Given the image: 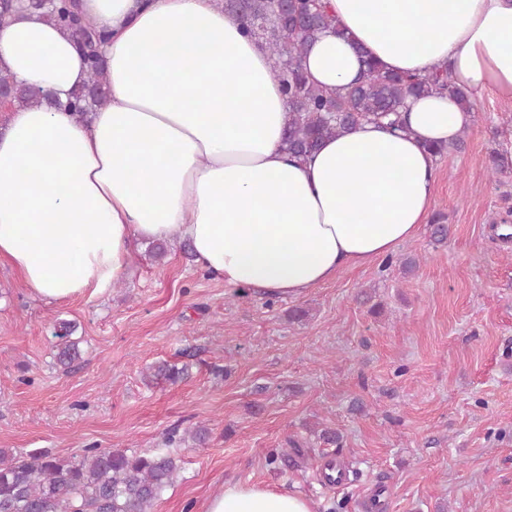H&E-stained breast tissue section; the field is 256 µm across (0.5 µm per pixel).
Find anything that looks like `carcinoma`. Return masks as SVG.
<instances>
[{
    "mask_svg": "<svg viewBox=\"0 0 512 512\" xmlns=\"http://www.w3.org/2000/svg\"><path fill=\"white\" fill-rule=\"evenodd\" d=\"M224 9L249 22L250 32L269 51L288 95L290 119L283 147L289 154L305 157L322 142L338 136L363 119L385 120L402 127L400 112L407 99L430 94L452 95L463 111L473 110L470 94L457 88L448 72L427 76L382 70L364 60L362 79L351 87L327 92L309 82L301 58L318 33L336 26V18L322 4L307 0H224ZM29 13L57 26L85 48L88 79L72 93L65 109L85 119L108 102L109 89L100 46L107 36L93 20L76 14L71 0H0V24L19 13ZM0 89L11 95L0 112L15 106H38L43 91L15 75L0 70ZM75 324L54 323L57 361L68 369L79 357ZM189 376V365L163 362L154 377L172 384ZM177 431L166 438V447L85 449L81 457H60L48 449L16 455L0 449V512H151L155 501L175 482L179 470L168 446Z\"/></svg>",
    "mask_w": 512,
    "mask_h": 512,
    "instance_id": "1",
    "label": "carcinoma"
}]
</instances>
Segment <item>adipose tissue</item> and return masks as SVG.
<instances>
[{
  "mask_svg": "<svg viewBox=\"0 0 512 512\" xmlns=\"http://www.w3.org/2000/svg\"><path fill=\"white\" fill-rule=\"evenodd\" d=\"M343 27L302 67L333 91L364 57L383 69H447L475 97L512 102V0H324ZM104 30L110 98L89 120L13 108L0 130V262L32 294L104 296L134 243L188 244L197 267L231 286L298 298L393 254L427 224L430 149L471 116L449 95L410 100L404 129L362 121L308 159L288 156L289 103L268 52L215 0H79ZM0 69L56 101L87 80L54 26H0ZM203 512H316L309 497L228 484Z\"/></svg>",
  "mask_w": 512,
  "mask_h": 512,
  "instance_id": "ef3b65f1",
  "label": "adipose tissue"
}]
</instances>
